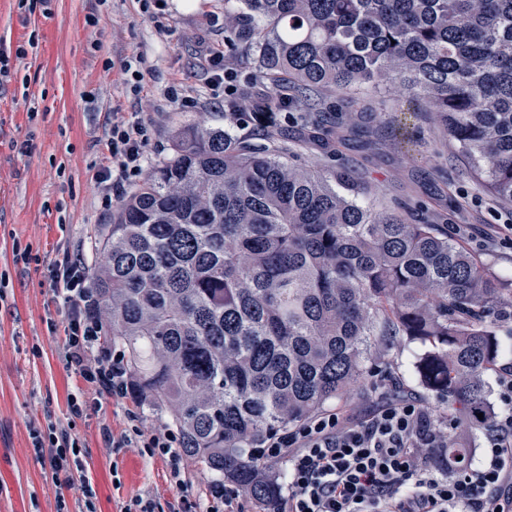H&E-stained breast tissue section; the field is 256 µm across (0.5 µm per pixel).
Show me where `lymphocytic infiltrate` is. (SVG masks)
Returning <instances> with one entry per match:
<instances>
[{
    "instance_id": "f902f5d3",
    "label": "lymphocytic infiltrate",
    "mask_w": 512,
    "mask_h": 512,
    "mask_svg": "<svg viewBox=\"0 0 512 512\" xmlns=\"http://www.w3.org/2000/svg\"><path fill=\"white\" fill-rule=\"evenodd\" d=\"M150 138L151 128L138 113L113 116L95 174L103 205L141 176ZM51 280L69 306L70 368L99 396L132 394L123 358L99 344L101 322L81 257L64 254L53 265ZM498 384L504 407L487 418L483 458L460 473L448 456L447 430L418 400H388L363 419L328 411L267 437L255 453L281 461L285 485L274 512H512V369ZM32 444L60 482L72 484L83 474L76 439L36 430ZM137 445L165 459L175 486L184 488L185 463L174 431L154 430Z\"/></svg>"
}]
</instances>
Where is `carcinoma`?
I'll return each instance as SVG.
<instances>
[{
  "instance_id": "1",
  "label": "carcinoma",
  "mask_w": 512,
  "mask_h": 512,
  "mask_svg": "<svg viewBox=\"0 0 512 512\" xmlns=\"http://www.w3.org/2000/svg\"><path fill=\"white\" fill-rule=\"evenodd\" d=\"M224 44L256 49L280 105L400 85L432 108L480 179L512 205V0H236ZM221 125L176 134L119 203L92 277L106 335L141 401L167 408L186 461L273 512L278 482L250 449L297 426L400 338L448 398V426L483 428L512 283L441 224L353 200L357 183L281 159ZM464 468L469 449L449 437Z\"/></svg>"
}]
</instances>
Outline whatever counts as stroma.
I'll return each instance as SVG.
<instances>
[{
	"instance_id": "obj_1",
	"label": "stroma",
	"mask_w": 512,
	"mask_h": 512,
	"mask_svg": "<svg viewBox=\"0 0 512 512\" xmlns=\"http://www.w3.org/2000/svg\"><path fill=\"white\" fill-rule=\"evenodd\" d=\"M92 14L98 25L88 24ZM223 44L224 0H166L158 23L139 0H51L48 11L32 14L19 9L18 0H0V46L28 48L25 58L11 60L0 83V271L10 275L0 302V512H82L81 485H60L33 450L32 431L51 424L78 438L97 512H124L140 496L153 500L155 512L184 504L189 512L207 510L210 474L185 467L180 490L164 459L103 440L106 428L117 438L129 433L131 411L145 432L171 427L166 411L104 397L83 414L71 413L68 398L85 384L66 364L68 306L55 297L47 267L69 246L86 268L99 263L97 230L111 223L113 211L101 204L94 172L113 113L137 112L150 124V163L169 153L183 126L223 123L199 67L206 49ZM132 56L143 77L137 96L121 70ZM255 58L252 50L226 54L224 69L230 85L263 99L272 89L258 77ZM171 86L195 97L196 107H174L164 95ZM326 107L341 115L338 125L313 127V114L295 104L275 113L288 131L289 164L350 173L361 186L360 203L390 212L414 208L512 279V235L492 243L484 237L489 225H512V206L481 185L426 103L395 86L359 87L328 95ZM16 238L38 262L14 263ZM423 350L401 339L381 358L382 378L355 383L332 409L363 418L385 398L410 396L442 415V402L413 370Z\"/></svg>"
}]
</instances>
